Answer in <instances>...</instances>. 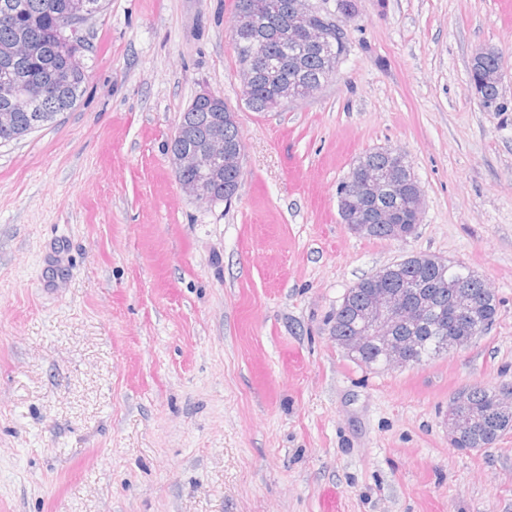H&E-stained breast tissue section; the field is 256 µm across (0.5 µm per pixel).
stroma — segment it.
Instances as JSON below:
<instances>
[{
	"instance_id": "1",
	"label": "stroma",
	"mask_w": 512,
	"mask_h": 512,
	"mask_svg": "<svg viewBox=\"0 0 512 512\" xmlns=\"http://www.w3.org/2000/svg\"><path fill=\"white\" fill-rule=\"evenodd\" d=\"M313 97L243 96L236 0H108L74 110L0 144V512H512V431L456 447L463 389L512 388V0H356ZM483 48L505 109L468 91ZM244 144L231 201L167 153L200 94ZM406 154L422 220L352 233L336 188ZM478 272L498 314L456 350L357 364L346 290L408 256Z\"/></svg>"
}]
</instances>
